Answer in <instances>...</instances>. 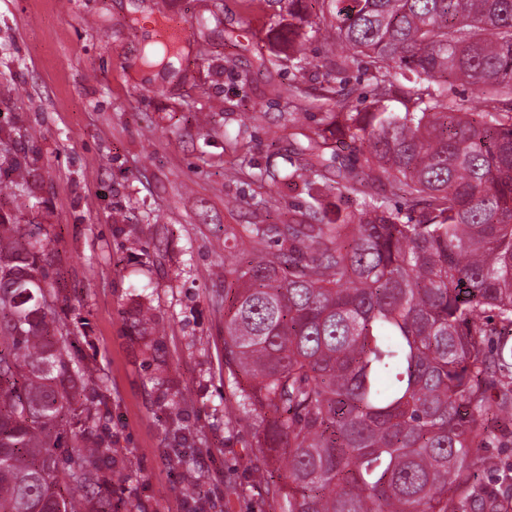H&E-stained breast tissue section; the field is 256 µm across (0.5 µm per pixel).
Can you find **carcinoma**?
Segmentation results:
<instances>
[{
	"label": "carcinoma",
	"mask_w": 512,
	"mask_h": 512,
	"mask_svg": "<svg viewBox=\"0 0 512 512\" xmlns=\"http://www.w3.org/2000/svg\"><path fill=\"white\" fill-rule=\"evenodd\" d=\"M267 2L277 61L336 44V111L283 176L313 204L224 232L275 244L224 267L236 411L286 461L259 482L287 512H509L472 449L512 426V0ZM353 65L364 112L337 98ZM39 235L0 214V512H112L105 382H85L80 336L45 302ZM28 276L43 287L21 306ZM61 426L83 448L63 476Z\"/></svg>",
	"instance_id": "obj_1"
}]
</instances>
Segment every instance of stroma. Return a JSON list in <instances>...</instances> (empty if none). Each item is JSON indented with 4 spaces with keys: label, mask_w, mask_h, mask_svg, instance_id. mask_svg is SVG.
I'll return each instance as SVG.
<instances>
[{
    "label": "stroma",
    "mask_w": 512,
    "mask_h": 512,
    "mask_svg": "<svg viewBox=\"0 0 512 512\" xmlns=\"http://www.w3.org/2000/svg\"><path fill=\"white\" fill-rule=\"evenodd\" d=\"M174 20L176 65L145 64ZM274 23L266 0H0V157L28 182L0 192V214L51 240L56 310L104 372L112 494L129 512H283L253 478L259 417L227 414L215 275L240 257L225 227L311 203L254 174L288 170L281 115L318 111L334 49L313 43L301 70L268 62Z\"/></svg>",
    "instance_id": "1"
}]
</instances>
